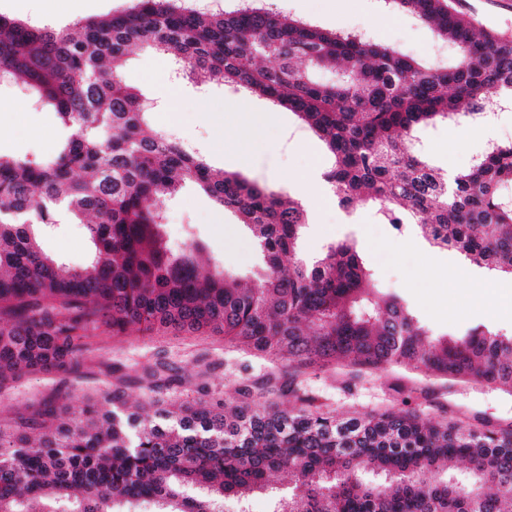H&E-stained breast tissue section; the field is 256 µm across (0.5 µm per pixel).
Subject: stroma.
I'll return each instance as SVG.
<instances>
[{
    "label": "stroma",
    "instance_id": "stroma-1",
    "mask_svg": "<svg viewBox=\"0 0 512 512\" xmlns=\"http://www.w3.org/2000/svg\"><path fill=\"white\" fill-rule=\"evenodd\" d=\"M277 11L316 23L323 28L354 33L367 31L378 42L397 47L418 59L435 45L432 29L411 16L391 10L383 0H274ZM129 0H86L85 9L54 19L39 13L37 0H0V15L45 27L61 28L88 18H105L129 7ZM459 9L474 15L484 26L512 36V0H456ZM124 83L153 102L151 124L172 134L216 171L237 173L269 187H282L303 203L308 222L300 250L311 261L334 242L354 240L364 265L383 291L395 294L410 313L433 335H462L482 326L512 333V281L483 283L473 280L470 263L453 275L441 266L456 258V251L430 246L416 231L397 232L380 223L365 205L343 208L322 176L330 166L323 141L298 117L270 100L223 87H200L177 78L173 58L147 50L131 54L121 69ZM174 90L172 104H164L162 88ZM213 114L202 119L201 104ZM63 131L51 107L33 106L22 83L0 81V155L41 159L56 153ZM248 140L255 148L248 160L235 150ZM512 143V111L502 112L491 128L441 124L423 134L425 150L438 167L458 172L470 166L487 141ZM164 240L173 251L186 243L198 246L202 270L256 277L262 266L251 233L198 186L188 184L164 204ZM46 253L71 266L87 264L90 255L86 229L67 220L55 224L42 239ZM102 353L122 365L130 377L125 385L129 403L142 391L137 381L144 368L165 362L178 368L184 400L203 398L205 392L234 399L241 376L264 379L270 362L258 355L225 350L222 335L133 327L115 338L100 331L95 337ZM288 390L281 400L295 406L298 398L312 397L322 411L344 417L402 402L420 406L442 421L466 428L484 420L512 424V395L503 391L448 379L427 378L397 367L371 371L345 366L323 371L288 372ZM104 369L92 366L79 381L53 372L23 373L0 391V418L32 411L44 397L63 394L72 411L94 404L105 388Z\"/></svg>",
    "mask_w": 512,
    "mask_h": 512
}]
</instances>
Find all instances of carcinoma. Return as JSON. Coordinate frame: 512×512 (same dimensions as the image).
Wrapping results in <instances>:
<instances>
[{
	"instance_id": "obj_1",
	"label": "carcinoma",
	"mask_w": 512,
	"mask_h": 512,
	"mask_svg": "<svg viewBox=\"0 0 512 512\" xmlns=\"http://www.w3.org/2000/svg\"><path fill=\"white\" fill-rule=\"evenodd\" d=\"M431 26L447 59L423 63L356 33L342 34L250 2L205 13L190 0H133L106 19L56 30L0 16V79H18L69 135L52 157H0V385L29 371L73 381L105 366L99 408L62 415L46 401L0 420V512H224L270 487L272 512H512V431L462 429L416 409L337 418L311 398L284 407L281 389L245 382L229 402L156 406L183 384L178 369L143 372L130 410L123 366L87 331L133 327L224 334L293 369L403 367L512 392V336L476 327L434 338L384 294L343 240L309 263L298 251L302 202L238 174L214 172L174 136L149 126L144 99L120 76L134 49L175 52L201 85L244 89L294 112L325 142L326 182L340 206L369 205L383 224L416 227L479 267L512 275V143L448 178L417 133L477 124L512 107V38L453 0H384ZM332 68V84L310 70ZM200 185L252 232L264 267L248 284L202 273L194 244L162 235L160 201ZM67 215L86 224L88 264L41 247ZM115 381H110V377ZM470 481L432 475L460 461Z\"/></svg>"
}]
</instances>
